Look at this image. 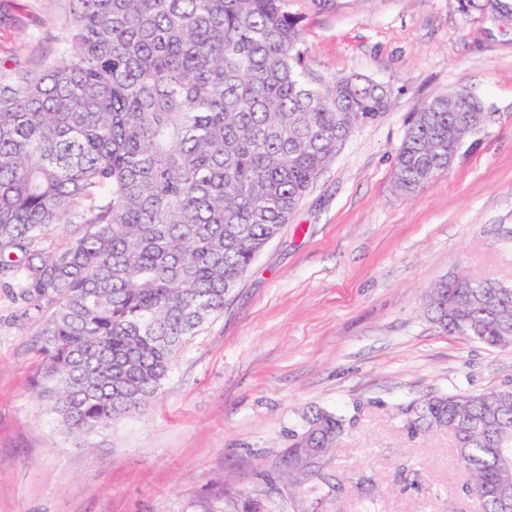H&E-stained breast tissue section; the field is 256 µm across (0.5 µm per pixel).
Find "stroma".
Returning <instances> with one entry per match:
<instances>
[{
	"label": "stroma",
	"instance_id": "35a3bbf8",
	"mask_svg": "<svg viewBox=\"0 0 512 512\" xmlns=\"http://www.w3.org/2000/svg\"><path fill=\"white\" fill-rule=\"evenodd\" d=\"M0 83L65 50L61 0H15ZM309 72L361 75L392 105L352 130L224 311L184 346L144 409L91 443L33 391L37 325L0 288V512H471L448 433L410 435L402 410L512 386V347L451 335L422 312L456 275L512 281V25L458 0H340L307 11ZM482 100L485 130L412 197L393 188L411 116L433 95ZM346 421L317 468L288 474L311 412Z\"/></svg>",
	"mask_w": 512,
	"mask_h": 512
}]
</instances>
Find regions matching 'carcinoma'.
<instances>
[{
    "mask_svg": "<svg viewBox=\"0 0 512 512\" xmlns=\"http://www.w3.org/2000/svg\"><path fill=\"white\" fill-rule=\"evenodd\" d=\"M338 0H67L70 48L38 76L0 85V286L38 318L39 396L88 439L154 398L187 339L287 224L336 146L386 111L392 93L310 77L304 12ZM0 26L22 27L11 0ZM470 97L436 95L398 148L397 190L448 171L483 131ZM62 241L49 243L53 232ZM430 319L500 347L512 284L443 281ZM509 387L430 396L406 409L413 434L465 422L455 440L481 512H512ZM344 420L307 418L289 451L326 453Z\"/></svg>",
    "mask_w": 512,
    "mask_h": 512,
    "instance_id": "cac0c4a2",
    "label": "carcinoma"
}]
</instances>
